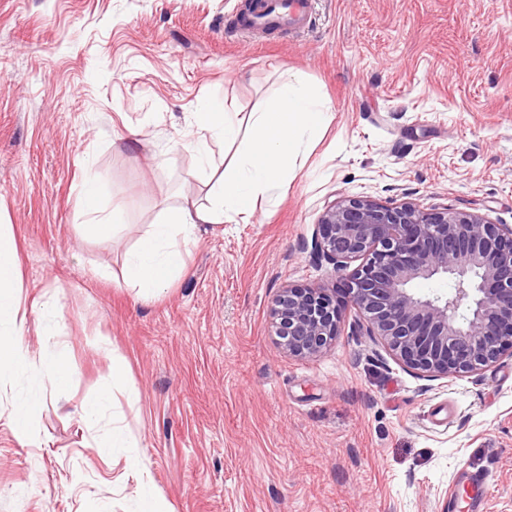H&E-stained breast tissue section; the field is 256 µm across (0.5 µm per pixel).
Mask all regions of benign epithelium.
I'll return each mask as SVG.
<instances>
[{
    "instance_id": "7a95c632",
    "label": "benign epithelium",
    "mask_w": 512,
    "mask_h": 512,
    "mask_svg": "<svg viewBox=\"0 0 512 512\" xmlns=\"http://www.w3.org/2000/svg\"><path fill=\"white\" fill-rule=\"evenodd\" d=\"M312 254L332 265L356 324L422 376L457 377L512 357L511 224L477 211L342 198L321 215ZM436 276L451 282L448 297L411 291ZM341 317L336 293L320 285H288L270 310L278 343L301 358L336 339Z\"/></svg>"
}]
</instances>
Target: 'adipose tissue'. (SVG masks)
<instances>
[{"label":"adipose tissue","instance_id":"obj_1","mask_svg":"<svg viewBox=\"0 0 512 512\" xmlns=\"http://www.w3.org/2000/svg\"><path fill=\"white\" fill-rule=\"evenodd\" d=\"M250 121L251 134L242 141L233 113L208 106L196 114L193 134L198 146L221 137L236 149L225 156L224 171L213 183L206 203L188 201L165 209L128 253L125 275L142 297H150L182 277L183 254L200 225L249 220L261 201L278 195L300 157L326 126L328 112L314 91L290 78L265 109L251 113ZM97 194L95 184H86L80 199L88 216L83 231L89 237L116 235L123 224L122 212L116 208L110 215L100 216ZM18 272L16 241L0 230V376L37 371L51 381L65 382L70 371L63 348L47 344L36 359L21 335L25 319L15 291Z\"/></svg>","mask_w":512,"mask_h":512}]
</instances>
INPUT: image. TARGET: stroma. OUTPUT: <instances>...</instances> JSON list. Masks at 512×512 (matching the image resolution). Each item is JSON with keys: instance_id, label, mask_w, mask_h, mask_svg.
Listing matches in <instances>:
<instances>
[{"instance_id": "35a3bbf8", "label": "stroma", "mask_w": 512, "mask_h": 512, "mask_svg": "<svg viewBox=\"0 0 512 512\" xmlns=\"http://www.w3.org/2000/svg\"><path fill=\"white\" fill-rule=\"evenodd\" d=\"M246 0H0V225L21 259L24 341L65 348L63 384L0 382V512H138L134 463L168 512H441L482 471L512 512V357L431 380L359 331L289 356L269 309L285 284L332 286L310 253L341 197L469 210L512 225V0H313L311 24L254 39ZM329 122L286 195L248 224H204L186 273L142 301L127 251L162 210L207 200L228 147L190 131L217 104L248 136L289 76ZM122 207L83 235L87 182ZM55 307H46L47 298ZM128 364L113 386L98 337ZM113 391L95 426L82 401ZM34 397L36 445L10 427ZM121 418L133 448L100 447ZM98 189L94 183H87L83 196L80 198L81 210L91 217L83 224L84 234L88 237H114L124 223L122 220V211L119 208H113L108 216H99L100 210L96 207L95 201Z\"/></svg>"}]
</instances>
